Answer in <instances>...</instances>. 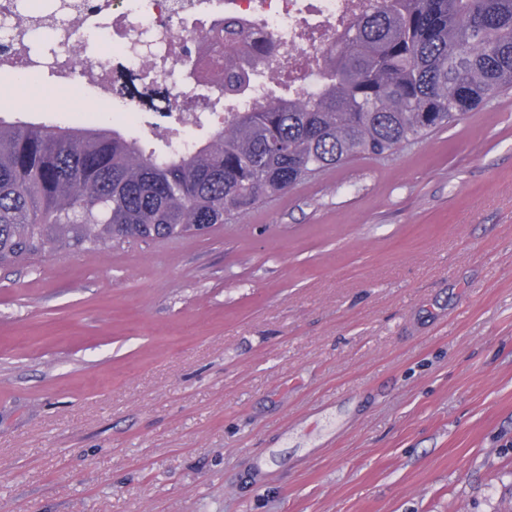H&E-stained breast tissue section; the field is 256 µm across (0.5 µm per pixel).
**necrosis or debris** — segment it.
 <instances>
[{
	"label": "necrosis or debris",
	"instance_id": "obj_1",
	"mask_svg": "<svg viewBox=\"0 0 512 512\" xmlns=\"http://www.w3.org/2000/svg\"><path fill=\"white\" fill-rule=\"evenodd\" d=\"M67 2L31 0L30 14L54 23L25 40L0 34V72L42 74L43 92L57 101L76 81L96 85L104 108L112 103L114 66L145 84L165 81L175 109L159 113L143 132L149 143L173 145L182 144L186 129L203 133L231 111H250L272 85H285L296 98L317 94L324 62L313 48L337 39L365 6V0H80L81 11L68 13ZM228 21L248 28L257 50L267 52L264 77L236 98L199 96L188 75L193 64L221 55L210 35Z\"/></svg>",
	"mask_w": 512,
	"mask_h": 512
}]
</instances>
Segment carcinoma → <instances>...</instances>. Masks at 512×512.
<instances>
[{"label": "carcinoma", "mask_w": 512, "mask_h": 512, "mask_svg": "<svg viewBox=\"0 0 512 512\" xmlns=\"http://www.w3.org/2000/svg\"><path fill=\"white\" fill-rule=\"evenodd\" d=\"M224 46V74L206 82L228 94L251 37L229 21ZM318 54L330 63L316 97L273 92L190 150H149L115 127L0 119V267L182 237L459 124L512 89V0H370Z\"/></svg>", "instance_id": "cac0c4a2"}]
</instances>
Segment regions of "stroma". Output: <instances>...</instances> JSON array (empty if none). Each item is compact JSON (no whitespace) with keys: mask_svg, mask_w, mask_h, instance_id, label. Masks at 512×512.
Listing matches in <instances>:
<instances>
[{"mask_svg":"<svg viewBox=\"0 0 512 512\" xmlns=\"http://www.w3.org/2000/svg\"><path fill=\"white\" fill-rule=\"evenodd\" d=\"M72 95L44 121L112 125ZM0 512H512V92L207 235L0 267Z\"/></svg>","mask_w":512,"mask_h":512,"instance_id":"35a3bbf8","label":"stroma"}]
</instances>
